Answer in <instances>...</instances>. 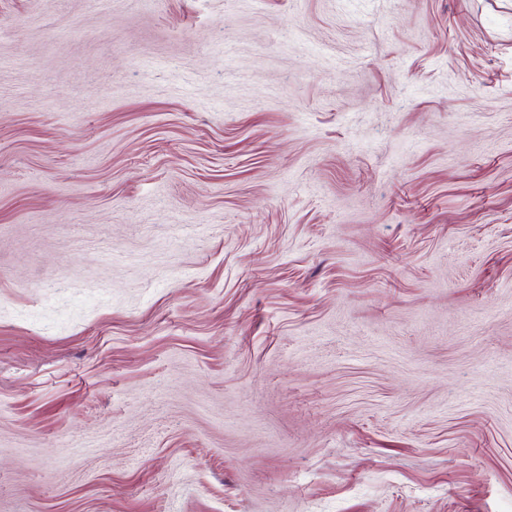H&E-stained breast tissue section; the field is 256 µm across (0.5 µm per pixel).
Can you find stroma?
<instances>
[{"label":"stroma","mask_w":512,"mask_h":512,"mask_svg":"<svg viewBox=\"0 0 512 512\" xmlns=\"http://www.w3.org/2000/svg\"><path fill=\"white\" fill-rule=\"evenodd\" d=\"M0 512H512V0H0Z\"/></svg>","instance_id":"obj_1"}]
</instances>
